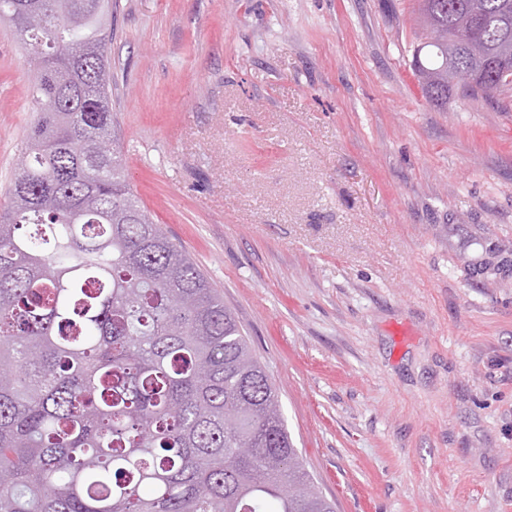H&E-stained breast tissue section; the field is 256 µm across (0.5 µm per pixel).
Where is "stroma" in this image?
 <instances>
[{"label":"stroma","mask_w":512,"mask_h":512,"mask_svg":"<svg viewBox=\"0 0 512 512\" xmlns=\"http://www.w3.org/2000/svg\"><path fill=\"white\" fill-rule=\"evenodd\" d=\"M416 0H117L112 113L336 512H512V92L429 97ZM33 71L0 20V210Z\"/></svg>","instance_id":"stroma-1"}]
</instances>
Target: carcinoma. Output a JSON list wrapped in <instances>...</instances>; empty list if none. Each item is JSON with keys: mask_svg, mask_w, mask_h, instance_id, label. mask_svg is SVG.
<instances>
[{"mask_svg": "<svg viewBox=\"0 0 512 512\" xmlns=\"http://www.w3.org/2000/svg\"><path fill=\"white\" fill-rule=\"evenodd\" d=\"M33 75L0 211V512H335L224 298L153 223L112 134L110 0H0ZM448 103L512 90V0H418Z\"/></svg>", "mask_w": 512, "mask_h": 512, "instance_id": "carcinoma-1", "label": "carcinoma"}]
</instances>
